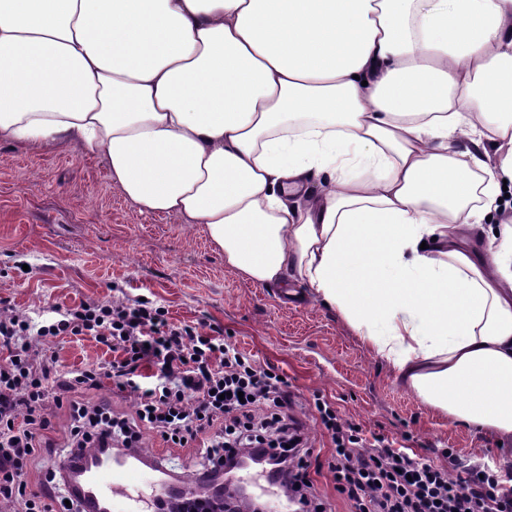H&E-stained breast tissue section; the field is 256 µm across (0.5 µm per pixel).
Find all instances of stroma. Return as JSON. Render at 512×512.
I'll use <instances>...</instances> for the list:
<instances>
[{
  "mask_svg": "<svg viewBox=\"0 0 512 512\" xmlns=\"http://www.w3.org/2000/svg\"><path fill=\"white\" fill-rule=\"evenodd\" d=\"M165 307L172 322L216 325L306 399L321 395L344 418L441 461L512 469V437L466 428L424 403L365 349L337 312L303 288L264 285L227 267L202 225L139 212L102 157L65 145L0 142V301L34 319L53 305L110 300L114 287ZM60 368L106 358L93 339L64 338Z\"/></svg>",
  "mask_w": 512,
  "mask_h": 512,
  "instance_id": "stroma-1",
  "label": "stroma"
}]
</instances>
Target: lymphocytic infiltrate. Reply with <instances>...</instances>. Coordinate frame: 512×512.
<instances>
[{
    "mask_svg": "<svg viewBox=\"0 0 512 512\" xmlns=\"http://www.w3.org/2000/svg\"><path fill=\"white\" fill-rule=\"evenodd\" d=\"M64 336L93 337L112 357L60 371L55 342ZM107 384L131 400V413L96 400ZM293 404L283 378L226 341L221 327L173 323L152 301L88 299L52 307L39 321L1 306L0 504L81 512L79 499L62 495L64 476L46 467L47 455L133 451L148 430L170 450H193L205 481L246 457L275 486H287L293 512H330L309 471L314 444ZM308 409L333 445L328 478L353 512H512V472L459 465L453 451L444 463L420 458L366 435L318 396Z\"/></svg>",
    "mask_w": 512,
    "mask_h": 512,
    "instance_id": "f902f5d3",
    "label": "lymphocytic infiltrate"
}]
</instances>
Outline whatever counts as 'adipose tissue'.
<instances>
[{"label": "adipose tissue", "mask_w": 512, "mask_h": 512, "mask_svg": "<svg viewBox=\"0 0 512 512\" xmlns=\"http://www.w3.org/2000/svg\"><path fill=\"white\" fill-rule=\"evenodd\" d=\"M1 141L101 156L512 436V0H0Z\"/></svg>", "instance_id": "obj_1"}]
</instances>
